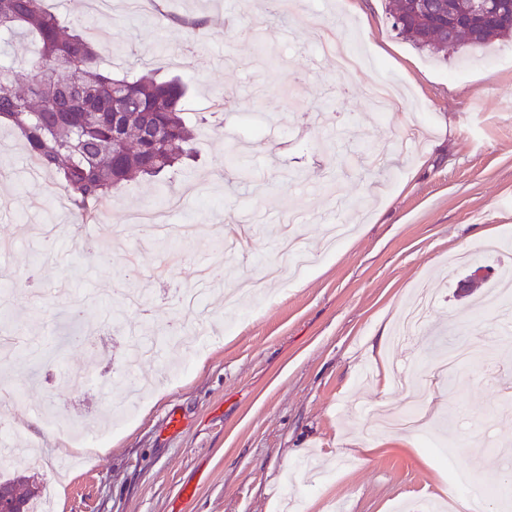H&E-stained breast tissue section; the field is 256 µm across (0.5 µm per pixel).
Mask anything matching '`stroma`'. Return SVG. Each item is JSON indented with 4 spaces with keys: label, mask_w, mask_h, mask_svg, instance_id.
I'll list each match as a JSON object with an SVG mask.
<instances>
[{
    "label": "stroma",
    "mask_w": 512,
    "mask_h": 512,
    "mask_svg": "<svg viewBox=\"0 0 512 512\" xmlns=\"http://www.w3.org/2000/svg\"><path fill=\"white\" fill-rule=\"evenodd\" d=\"M47 0L102 35L105 64L178 76L186 108L224 98V133L200 130L197 162L171 174L195 225L167 247L130 213L155 184L126 183L87 223L20 138L0 130V310L23 333L0 361V430L36 448L52 512H496L512 492V322L495 300L512 242V41L438 60L396 35L389 0ZM206 19L199 32L186 18ZM366 57L350 74L318 52ZM383 81L401 111L377 112ZM251 171L241 181L238 166ZM350 229L327 249L328 229ZM93 234L94 250L75 241ZM219 277L169 342L179 292ZM486 274H477V267ZM436 294L396 343L419 288ZM66 289L81 312L66 335ZM486 354L456 366L454 343ZM416 400L432 445L380 426ZM62 432L29 428L30 403ZM104 442L87 456L77 439ZM373 452L344 455V442Z\"/></svg>",
    "instance_id": "1"
}]
</instances>
